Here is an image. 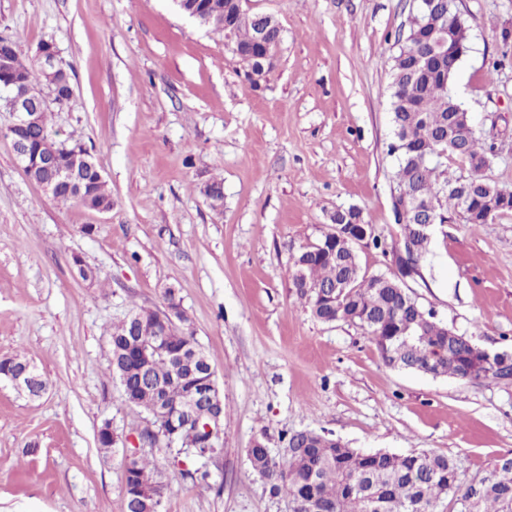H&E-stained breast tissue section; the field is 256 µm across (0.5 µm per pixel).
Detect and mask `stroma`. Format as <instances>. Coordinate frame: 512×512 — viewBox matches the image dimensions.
I'll use <instances>...</instances> for the list:
<instances>
[{"label":"stroma","mask_w":512,"mask_h":512,"mask_svg":"<svg viewBox=\"0 0 512 512\" xmlns=\"http://www.w3.org/2000/svg\"><path fill=\"white\" fill-rule=\"evenodd\" d=\"M470 27L453 92L486 176L512 190V0H456ZM283 29L253 85L223 34L174 0H0V34L23 59L54 44L69 106L48 127L95 157L114 206L97 213L46 194L0 135V359L34 361L48 388L29 400L0 380V512H124L123 439L146 417L109 366L113 324L160 309L172 287L224 400L210 487L157 448L140 456L164 486L160 512H291L247 450L275 458L284 434L313 430L349 447L451 456L463 481L512 456V381L464 382L386 366L356 325L313 317L291 257L355 206L386 242L358 246L366 274L403 247L387 152L390 57L409 0H245ZM221 179L224 205L200 193ZM92 233H85V226ZM80 255L98 274L78 278ZM408 288L450 328L512 352V214L435 225ZM111 423L120 443L101 451Z\"/></svg>","instance_id":"stroma-1"}]
</instances>
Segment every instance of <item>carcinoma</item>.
Returning a JSON list of instances; mask_svg holds the SVG:
<instances>
[{
    "label": "carcinoma",
    "mask_w": 512,
    "mask_h": 512,
    "mask_svg": "<svg viewBox=\"0 0 512 512\" xmlns=\"http://www.w3.org/2000/svg\"><path fill=\"white\" fill-rule=\"evenodd\" d=\"M208 27L230 35L229 47L239 55L262 57L282 39L276 29L268 46H257L253 17L224 9V0H213ZM469 39L470 27L455 0H444L433 11L411 10L408 33L396 40L397 50L391 56L388 152L398 162L395 187L431 205L438 224L454 216L467 224H485L489 215L512 213V190L485 177L495 154L479 145L470 117L450 89ZM5 48L11 54V77L20 86L48 89L52 103L59 107L70 103L73 88L67 70L50 80L39 60L20 59L14 37L0 35V51ZM47 112L45 103L36 121L19 134L32 157L53 153L59 167L81 174L77 184L60 187L53 198L94 211L112 210V194L92 155L82 146L55 140L48 130ZM443 155L455 157L462 172L448 175L439 163ZM200 193L211 208L223 205L222 181H208ZM292 278L317 320L360 326L391 368L465 381L508 377L505 359L511 354L504 351L502 358L493 360L476 355L478 344L443 325L404 283L386 274L363 273L356 243L350 240L327 232L303 246L292 256ZM132 331L128 318L112 327L110 367L125 380V401L150 415L161 400L180 398L191 368L178 365L166 353L142 367L128 346ZM195 342L190 330L163 338L169 350ZM183 453L199 460L214 457L218 449L177 448L172 460L178 461ZM247 455L253 471L270 482L272 491L288 496L292 512H372L376 499L385 501L389 512H440L447 500L460 506L473 496L475 512H512V463L505 460H494L481 475L463 484L455 462L444 454L364 451L316 432L309 437L290 434L282 461L273 459L260 440L252 443ZM124 485V512H159L160 502L146 506L133 497L142 485L159 486L154 469L144 459L136 457L124 465Z\"/></svg>",
    "instance_id": "cac0c4a2"
}]
</instances>
